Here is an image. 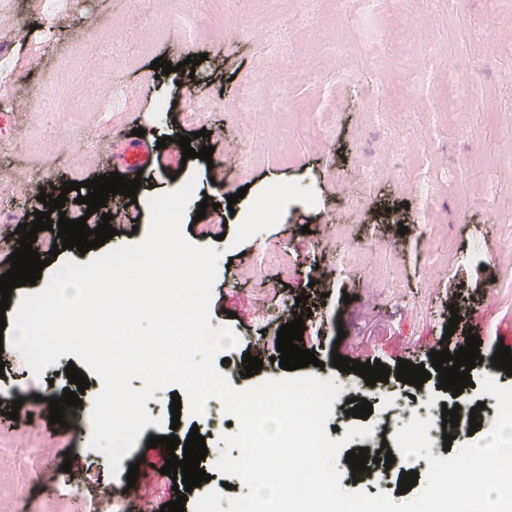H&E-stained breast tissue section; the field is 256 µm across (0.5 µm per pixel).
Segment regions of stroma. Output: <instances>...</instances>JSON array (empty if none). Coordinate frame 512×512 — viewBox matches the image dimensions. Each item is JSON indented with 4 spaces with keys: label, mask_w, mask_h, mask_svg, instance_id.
<instances>
[{
    "label": "stroma",
    "mask_w": 512,
    "mask_h": 512,
    "mask_svg": "<svg viewBox=\"0 0 512 512\" xmlns=\"http://www.w3.org/2000/svg\"><path fill=\"white\" fill-rule=\"evenodd\" d=\"M223 7L224 0H0V23H19L23 32L22 40L0 41L6 62L0 94L10 101L0 109V170L13 174L12 181L0 180V248L14 243L19 225L32 223L43 210L32 188L50 195L64 182L113 172V135L143 128L161 165L143 173L142 184L160 195L194 182L183 232L221 255L210 324L231 326L239 337L217 365L234 388L284 377L272 360L273 342L281 325L299 315L305 323L302 344L320 361L305 367V374L334 379L341 388L328 420L330 439L344 438L355 425L345 413L353 397L371 403L366 424L373 432L349 441L351 451L393 440L404 425L398 407L424 420L437 417L442 404L465 408L479 398L488 412L484 426L448 446L456 451L482 439L497 416L496 398L480 392L482 377L512 387V377L491 362L507 340L504 328L512 325V256L503 250L512 240V161L489 163L498 157L501 140L512 136V123L500 117L502 96L512 89V59L484 32L493 19L512 18V0H464L460 13L438 18L437 49L448 66H462L470 96L461 111L434 124L427 116L436 105L421 96L413 119L428 127L425 148L368 186L358 170L360 159L383 156L404 129L401 112L380 108L365 88L382 66L396 67L399 83L410 87L421 66L396 54H371L384 15L404 13L406 0H384L377 16L359 15L357 0H317L295 65L319 70L339 47L349 74L323 92L306 78H289L284 89L254 78L270 53L269 20L306 10V0H240L249 18L242 30L230 20L215 22ZM124 24L138 28L139 49L114 53L108 68L91 63L70 38L76 28L96 33ZM199 54L204 62L186 65V58ZM159 57L177 64V71L156 74L151 64ZM108 78L114 86L104 98L96 86ZM249 84L254 90L246 99L242 92ZM33 100L51 101V111H28ZM257 109L265 110L267 125L248 141V166L242 169L226 157L225 143L249 129ZM203 129L210 132L202 143L213 146L211 161L183 163L157 145L160 138ZM429 171L434 196L428 204L418 185ZM274 186L285 191L276 217L241 233L252 201ZM239 191L243 199L227 207L228 196ZM205 199L211 205L200 219L196 211ZM105 212L117 231L108 248L145 237L149 212L141 204L118 194L109 197ZM314 266L325 273L317 282L309 279ZM300 296L307 302L299 306ZM455 313L460 320L449 336L445 328ZM469 329L482 340L483 362L472 368L471 386L456 397L439 389L432 374L419 388L394 378L371 387L331 364L336 354L377 359L391 369L404 359L431 373V351L458 350ZM12 337L11 328L0 331V506L24 512L31 502L58 496L68 512H88L104 493L124 501L138 495L139 487L112 474L106 456L90 446V411L101 379L89 374L81 406L71 410L66 424L50 423L48 400L69 387L65 369L74 357H59L37 376L13 348ZM261 346L269 360L259 374L243 376L244 353ZM16 399L22 406L13 420L8 413ZM171 403L167 388L147 402L155 422L142 430L127 461L143 472L159 467L169 452L148 447L149 438L173 434L183 441L195 427L208 449L201 466L213 477L189 492L185 512H194L201 495L224 483L231 496L247 494L238 477L214 470L222 451L239 458V449H226L221 440L224 433H236V426L213 411L197 418L185 410L179 427H172ZM68 458L73 466L66 473L61 466ZM337 468L344 490L404 500L383 465L356 476L345 460Z\"/></svg>",
    "instance_id": "obj_1"
}]
</instances>
